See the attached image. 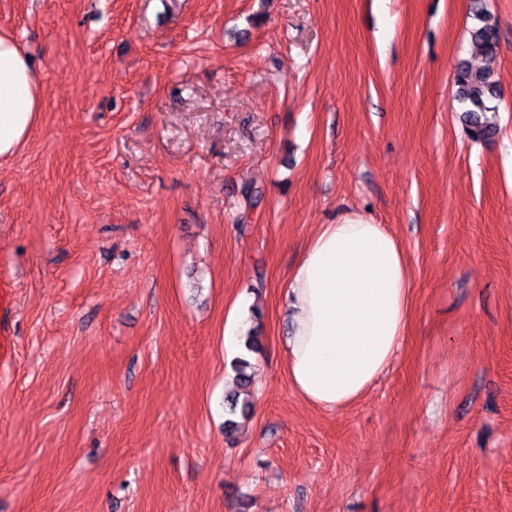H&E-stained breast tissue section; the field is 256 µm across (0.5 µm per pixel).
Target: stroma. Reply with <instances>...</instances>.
<instances>
[{
  "instance_id": "stroma-1",
  "label": "stroma",
  "mask_w": 512,
  "mask_h": 512,
  "mask_svg": "<svg viewBox=\"0 0 512 512\" xmlns=\"http://www.w3.org/2000/svg\"><path fill=\"white\" fill-rule=\"evenodd\" d=\"M494 140L460 122L471 0H0L43 107L0 162L16 356L0 512H512V0ZM387 225L409 333L356 403L281 339L306 241ZM252 410L224 434L235 298ZM252 304V298L239 296L234 302L229 320L224 325V345L235 344L237 337L245 330L246 311Z\"/></svg>"
}]
</instances>
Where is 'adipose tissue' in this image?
<instances>
[{"label":"adipose tissue","instance_id":"1","mask_svg":"<svg viewBox=\"0 0 512 512\" xmlns=\"http://www.w3.org/2000/svg\"><path fill=\"white\" fill-rule=\"evenodd\" d=\"M41 89L30 55L0 31V160L38 124ZM411 297L406 249L385 225L358 216L320 225L284 290L293 322L281 345L293 389L327 410L362 398L402 345Z\"/></svg>","mask_w":512,"mask_h":512}]
</instances>
